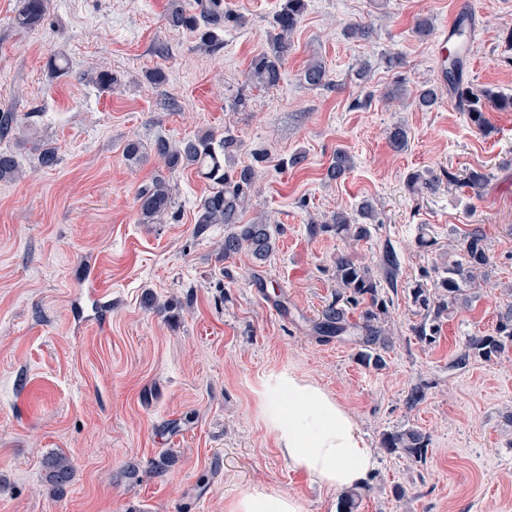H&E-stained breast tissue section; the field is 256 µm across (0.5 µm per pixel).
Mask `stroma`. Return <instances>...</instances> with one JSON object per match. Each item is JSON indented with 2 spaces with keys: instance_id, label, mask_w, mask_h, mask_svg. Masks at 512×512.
<instances>
[{
  "instance_id": "obj_1",
  "label": "stroma",
  "mask_w": 512,
  "mask_h": 512,
  "mask_svg": "<svg viewBox=\"0 0 512 512\" xmlns=\"http://www.w3.org/2000/svg\"><path fill=\"white\" fill-rule=\"evenodd\" d=\"M460 2L309 0L284 78L264 90L246 73L279 0H224L241 22L213 49L167 25V0H47L29 31L10 23L18 0H0V110L21 121L0 149L23 170L0 180V512H224L256 488L297 497L302 512H337L340 493L289 467L265 426L261 386L288 371L330 392L376 448L359 512H512V346L449 367L512 302V112L491 113L488 138L451 96L429 111L382 98L395 79L387 56L402 58L407 91L435 80V39L415 24L440 30ZM471 2L465 75L512 94V0ZM355 21L374 22L369 40L344 36ZM314 60L327 85L306 82ZM103 67L117 74L115 89L90 82ZM156 71L162 83L149 81ZM397 122L409 133L403 152L387 141ZM207 128L238 137L236 166L254 150L267 155L242 217L280 226L265 263L246 251L225 259L223 225L197 233L210 184L192 170L173 175L165 223L138 221L137 191L163 169L154 141ZM131 139L146 149L135 165L124 156ZM33 140L58 148L57 167H39ZM339 149L354 166L331 182ZM298 153L304 162L291 165ZM474 167L491 174L478 196L445 183L419 197L405 187L414 171ZM366 200L378 213L369 239L308 234L310 216ZM471 226L486 233L489 282L436 343L418 341L410 290L422 270L456 258L458 232ZM422 236L431 247H419ZM388 249L399 261L392 345L374 370L358 346L312 324L335 298L337 254L373 263ZM417 386L425 398L408 407ZM404 429L428 437L422 461L381 448L383 433ZM56 453L74 468L61 491L46 479Z\"/></svg>"
}]
</instances>
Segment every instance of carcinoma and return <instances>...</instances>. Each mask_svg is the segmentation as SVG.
<instances>
[{
    "label": "carcinoma",
    "instance_id": "cac0c4a2",
    "mask_svg": "<svg viewBox=\"0 0 512 512\" xmlns=\"http://www.w3.org/2000/svg\"><path fill=\"white\" fill-rule=\"evenodd\" d=\"M307 10V0H282L273 19V31L269 33L266 48L254 55L248 66L247 81L254 87L272 89L279 86L283 77V65L293 48V36ZM47 12V0H19L12 22L20 30H32L42 24ZM166 22L175 30L193 34L202 44H220L219 32L229 23L238 24L239 18L224 11V0H169ZM472 32V17L461 13L454 56L448 57L447 86L426 82L416 89L415 104L428 111L438 104L443 90L454 97L468 122L482 135L495 131L487 118L489 112H512V95L491 88L476 89L464 73V56L467 53ZM304 78L311 86L328 84L325 66L311 62ZM388 142L395 151L408 147V131L405 125L396 123L388 131ZM241 143L229 130L219 133L201 130L177 144L159 138L154 151L163 161L168 175L158 174L143 186L136 195L139 223L160 224L174 207L175 199L170 174L194 168L211 184L210 192L198 205L196 232L201 234L212 224L224 225V259L229 260L246 250L258 262L266 261L277 248L280 228L276 224L242 223V214L248 208L252 188L258 177V168H235L229 161L239 150ZM32 150L41 167L55 168L60 162L58 149L44 143H35ZM353 168V158L345 151H338L327 169L330 180H338ZM19 172L17 156L10 150H0V179H8ZM457 182L451 171L439 174L433 171H415L407 175L408 191L423 195L434 192L440 182ZM489 180L486 170L471 169L463 178V184L475 195H480ZM376 223V211L369 202L359 205L356 213L344 208L308 220L309 233L313 236L330 235L353 241L371 236V225ZM489 256L486 237L476 226L461 238L458 257L448 262L431 284L418 282L411 288L413 306L417 308L410 331L420 342H431L441 330L443 320L458 305L466 303L470 291L482 287L488 277ZM380 271L357 261L353 256L336 255L332 279L336 283V299L322 310L313 325L320 336L346 339L361 347L362 362L377 370L386 366L384 353L390 346L387 323L390 300L383 292L381 280L394 285L398 267L396 256L387 251L379 260ZM359 310L356 321L349 318V310ZM512 343V303L499 312L495 333L475 334L468 338L464 349L455 357L452 367L465 368L471 359L490 360L501 354L506 342ZM381 446L391 453L403 454L420 461L428 451V437L415 429L386 432ZM73 466L69 458L55 454L47 461V479L57 489H64L72 480Z\"/></svg>",
    "mask_w": 512,
    "mask_h": 512
}]
</instances>
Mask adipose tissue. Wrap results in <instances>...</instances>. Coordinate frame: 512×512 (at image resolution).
<instances>
[{
	"mask_svg": "<svg viewBox=\"0 0 512 512\" xmlns=\"http://www.w3.org/2000/svg\"><path fill=\"white\" fill-rule=\"evenodd\" d=\"M260 396L276 449L294 470L333 491L357 488L371 476L376 450L325 389L285 372L265 381ZM225 512H301V504L293 496L257 489L231 499Z\"/></svg>",
	"mask_w": 512,
	"mask_h": 512,
	"instance_id": "obj_1",
	"label": "adipose tissue"
}]
</instances>
